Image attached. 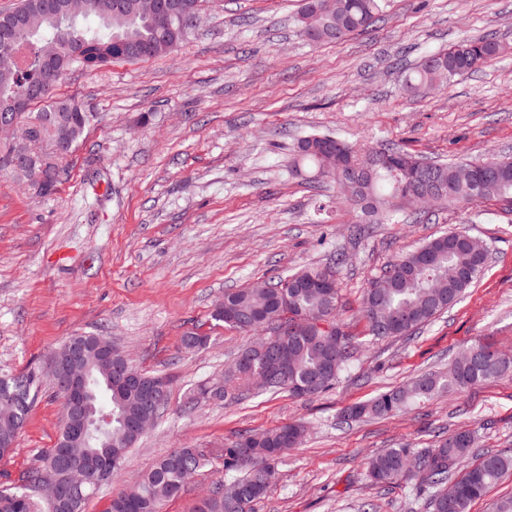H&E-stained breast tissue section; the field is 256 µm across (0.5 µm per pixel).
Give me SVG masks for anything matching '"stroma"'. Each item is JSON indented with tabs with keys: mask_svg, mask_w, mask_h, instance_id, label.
Returning a JSON list of instances; mask_svg holds the SVG:
<instances>
[{
	"mask_svg": "<svg viewBox=\"0 0 512 512\" xmlns=\"http://www.w3.org/2000/svg\"><path fill=\"white\" fill-rule=\"evenodd\" d=\"M302 0H201L179 49L147 60L72 66L53 94L78 99L93 118L66 159L68 175L38 197L0 171V375L44 377L13 450L0 457V490L19 486L57 441L63 402L45 371L68 337H112L133 366L170 381L166 411L85 512L176 448L209 450L242 430L292 422L300 447L252 512H427L409 485L365 481L368 459L388 448H429L434 432L466 427L475 453L512 451V378L343 423L341 410L444 369L489 341L512 353V209L494 200L433 208L414 223L398 215L351 236L357 216L336 186L291 166L301 138L327 134L366 146L391 143L430 161L512 154V0H382L379 20L339 43L307 41ZM488 37L499 57L440 90L407 91L430 54ZM486 243L490 258L463 298L412 338L369 336L361 300L396 255L451 228ZM341 317L360 349L336 388L242 400L190 396L222 380L251 333L213 317L226 291L274 282L337 253ZM206 336L187 351L186 333ZM224 476L221 461L197 472L160 512H195Z\"/></svg>",
	"mask_w": 512,
	"mask_h": 512,
	"instance_id": "stroma-1",
	"label": "stroma"
}]
</instances>
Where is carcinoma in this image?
Returning a JSON list of instances; mask_svg holds the SVG:
<instances>
[{
  "mask_svg": "<svg viewBox=\"0 0 512 512\" xmlns=\"http://www.w3.org/2000/svg\"><path fill=\"white\" fill-rule=\"evenodd\" d=\"M92 8L74 16H59L45 8V0H19L15 10L24 12L22 27L14 38L25 46L26 53L18 63L0 69V122L19 126L18 139L0 157V166L10 170L22 184L28 175L15 168L14 157L27 148L32 135L49 144L45 154L50 161L51 181L43 194L56 190L65 176V158L82 142L91 121L90 113L73 98H55L52 91L64 74L50 76L43 60L59 55L64 49L72 56L86 55L92 60L106 46L111 59L138 61L174 52L183 42L188 27L175 20L160 26L142 14L141 0H89ZM378 0H337L333 13L320 18L312 31L301 23L303 35L314 43L342 41L362 32L379 20ZM94 19L98 27L87 22ZM501 45L489 39L462 41L430 55L407 78L419 91H435L456 75L474 72L494 60ZM43 90L34 102L42 104L40 112L17 114L13 104L20 98ZM328 135H309L300 139L292 163L299 171H311L336 184L340 200L352 211L368 216L352 225L358 235L366 232L365 224L386 223L402 212L412 210L417 217L425 211L417 200L408 197L404 165L431 168L435 178L446 188L436 199L448 207H464L484 199L502 198L512 201V158H489L471 163L484 176L490 177L483 192L461 180L457 162H427L416 154L398 147H357L344 143L345 151L331 157L322 146L336 143ZM488 262V251L482 242L459 229H453L423 242L416 249L396 255L372 279L362 297V314L368 334L378 338L411 334L437 315L456 304L470 288ZM342 255L335 265L306 266L297 269L261 291L242 288L224 292V300L216 305L214 317L225 326L246 332L272 331L278 338L280 353L289 358L288 383L269 386L271 390L295 392L293 386L318 379L315 393L333 389L342 379L357 349L355 337L347 333L340 319V269ZM382 287H376L377 281ZM323 318L335 329L337 358L328 360L317 327ZM98 335L89 333L68 338L86 345L85 363L99 361L94 343ZM251 350H240L225 374L224 388L214 394L208 387L189 398L192 407L201 399H235L247 391L251 377L272 371L277 364L272 356H258L245 361ZM512 376V354L476 344L464 349L448 368L412 379L405 386L389 390L376 398L358 403L342 411V421L349 423L365 417H385L402 411L412 403L426 402L452 391L468 390L496 379ZM16 397L4 401L0 395V438L16 440L35 402L41 376L36 371L5 377ZM90 387L93 404L103 412L116 408L114 391L97 370H92ZM123 414L126 418L143 415L138 392L126 389ZM300 423H289L261 433L245 431L208 452L197 448H176L162 456L136 483L132 493L120 492L112 497L107 512H160L162 502L177 496L198 470L216 457L224 461V475L231 478L203 496L197 512H251L253 503L264 498L272 487L278 463L291 448L284 446L287 436L304 438ZM472 431L460 428L435 442L431 448H388L367 462L366 478L373 486L404 482L423 487L429 492L430 512H470L471 504L504 475L512 473V452L484 453L460 475L452 471L471 451ZM58 441L69 442L74 458L100 455L112 461L109 478L120 474L123 460L138 438L126 433L121 421L112 419L111 434L96 433L86 447L70 441L68 427H63ZM418 457L417 467L407 468L410 456ZM50 450H44L38 464L23 476V485L13 491H0V512H52L39 508L40 495L35 492L51 477H63ZM453 495H448V485Z\"/></svg>",
  "mask_w": 512,
  "mask_h": 512,
  "instance_id": "obj_1",
  "label": "carcinoma"
}]
</instances>
